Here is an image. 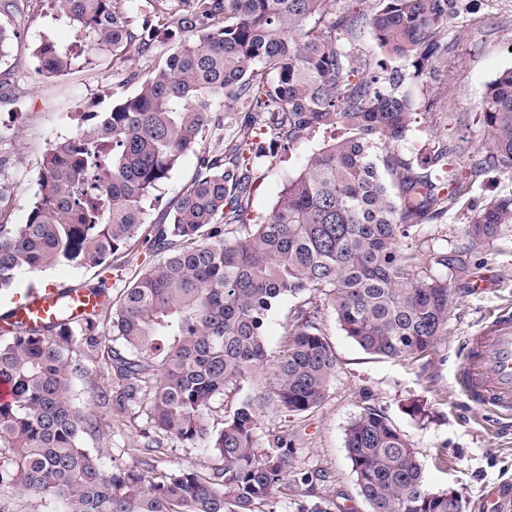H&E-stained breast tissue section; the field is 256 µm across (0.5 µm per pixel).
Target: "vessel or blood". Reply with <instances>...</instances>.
I'll return each mask as SVG.
<instances>
[{
  "label": "vessel or blood",
  "mask_w": 512,
  "mask_h": 512,
  "mask_svg": "<svg viewBox=\"0 0 512 512\" xmlns=\"http://www.w3.org/2000/svg\"><path fill=\"white\" fill-rule=\"evenodd\" d=\"M95 302L86 290L33 291L11 318L22 328L77 319ZM460 386L470 406L499 418L512 417V313L504 311L468 339Z\"/></svg>",
  "instance_id": "vessel-or-blood-1"
}]
</instances>
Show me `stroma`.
Segmentation results:
<instances>
[{
  "label": "stroma",
  "mask_w": 512,
  "mask_h": 512,
  "mask_svg": "<svg viewBox=\"0 0 512 512\" xmlns=\"http://www.w3.org/2000/svg\"><path fill=\"white\" fill-rule=\"evenodd\" d=\"M16 30L8 54L0 60V224L25 223L37 188L46 152L73 137L84 112H104L113 101L134 93L146 77L177 47L163 39L147 52L130 50L119 60L111 53L95 66L75 68L58 78H45L34 55L50 40L62 46L82 45L83 36L59 19L51 0H28L22 19H15L9 0H0V26ZM450 32L457 39L447 67L450 81L435 85L422 100L432 109L428 127L409 141L419 150L435 138L466 134L472 152L485 142L466 132L465 115L477 112L488 83L512 66V0H471L470 10ZM197 166L195 155L184 156L145 204L148 221H158L189 184ZM475 276L493 273L489 287L473 281L449 284L448 330L421 359H377L366 354L341 329L334 312L322 306L325 338L336 358V377L321 404L296 415L267 413L263 430H280L292 439L296 471L325 475L320 496L333 500L331 512H370L359 493L356 475L345 448L346 430L365 408L387 415L409 440L434 489L455 490L464 512H479L485 492L500 489L504 504L512 503V420L470 408L455 389V376L464 364L463 347L492 317L512 311V227L475 250ZM105 283L109 298L122 286L112 271L58 266L20 274L13 289L0 296V318L25 303L32 290ZM419 413H411V406ZM100 434L86 438L89 452L103 463L134 465L146 426L131 414L102 416Z\"/></svg>",
  "instance_id": "stroma-1"
}]
</instances>
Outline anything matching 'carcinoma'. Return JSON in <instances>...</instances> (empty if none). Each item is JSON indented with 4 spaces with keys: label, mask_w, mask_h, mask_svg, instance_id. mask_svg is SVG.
I'll return each mask as SVG.
<instances>
[{
    "label": "carcinoma",
    "mask_w": 512,
    "mask_h": 512,
    "mask_svg": "<svg viewBox=\"0 0 512 512\" xmlns=\"http://www.w3.org/2000/svg\"><path fill=\"white\" fill-rule=\"evenodd\" d=\"M180 2L143 0L133 29L117 0H52L87 48L36 50L54 78L99 53L182 38L134 94L85 115L47 152L26 223L0 224V296L23 271L106 269L136 242L156 257L112 301L88 287L100 301L73 323L0 329V382L12 389L0 403V488L55 512H277L296 484L318 497L313 477L292 469L287 434L268 430L258 443L265 410H311L336 376L313 301L367 354L423 357L448 329V278L469 276L472 252L512 224L511 191L471 199L481 176L512 180V67L472 117L485 150L467 154L450 137L402 152L427 112L416 91L445 80L450 24L470 0ZM231 112L243 113L235 129L223 123ZM302 146L271 214L255 220L264 168ZM189 152L194 177L172 213L143 229L145 201ZM451 210L466 245L420 253V230ZM287 298L298 304L272 357L265 329ZM101 360L118 390L99 389V407L151 428L134 466L106 465L84 446L101 421L73 390ZM244 387L210 428L216 401ZM174 440L214 465L165 467ZM345 448L371 512H463L461 498L430 487L383 412L365 408Z\"/></svg>",
    "instance_id": "obj_1"
}]
</instances>
